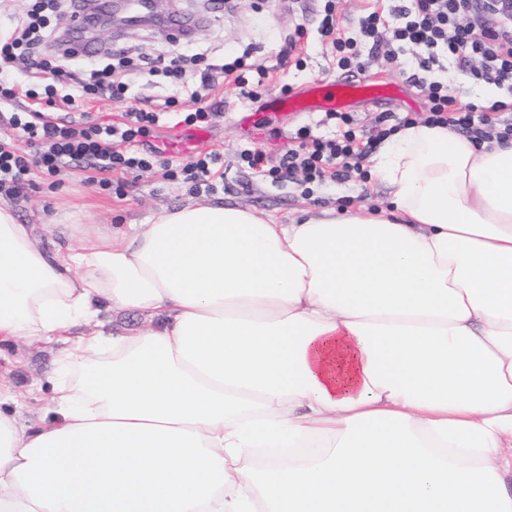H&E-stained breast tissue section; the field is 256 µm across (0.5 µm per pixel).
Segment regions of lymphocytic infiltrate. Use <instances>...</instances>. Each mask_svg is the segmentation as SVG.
Here are the masks:
<instances>
[{
    "label": "lymphocytic infiltrate",
    "instance_id": "f902f5d3",
    "mask_svg": "<svg viewBox=\"0 0 512 512\" xmlns=\"http://www.w3.org/2000/svg\"><path fill=\"white\" fill-rule=\"evenodd\" d=\"M46 0H36L27 16L18 18L11 35L0 41V113L7 115L24 148L0 143V192L19 196L32 187L34 174L57 176L74 166L89 172L91 182L101 189L122 193L127 175L150 171L163 180L190 185L192 190L217 191L224 182V161L219 152H197L173 161L158 142V130L171 118L169 110L181 106L176 118L185 126L211 125L220 119V103H204L197 91H183L169 98L168 111L157 112L133 104L128 94L124 63L92 70L86 82L69 83L47 61V54L74 57L76 50L65 34L48 31L42 9ZM480 12L494 18V27L467 21ZM319 33L326 46L340 53L339 64L360 71L364 62L359 42L369 43L371 51H383L387 63H395L400 52L415 48L422 71H430L439 54L464 62L467 75L476 81L512 91V0H411L410 5H385L362 15L357 37L344 36L336 17L334 0H327ZM37 57V66L49 73L44 87L48 105L63 103L75 109L94 96L118 104L119 120H91L87 117L54 121L40 105L16 111L19 86L11 75L16 60ZM428 99L426 112L404 117L399 125L381 128L378 139L397 133L399 127L421 123L429 127H448L470 141L482 143L512 140V101L494 102L490 110L458 101L447 84L421 81ZM299 148L271 152L259 148L240 154L248 168L279 183L302 177L312 183L343 180L360 171L368 153L352 128L340 129L337 137L321 140L308 128H301Z\"/></svg>",
    "mask_w": 512,
    "mask_h": 512
}]
</instances>
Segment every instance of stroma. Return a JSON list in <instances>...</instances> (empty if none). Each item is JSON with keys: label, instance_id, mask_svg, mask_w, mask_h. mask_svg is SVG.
Masks as SVG:
<instances>
[{"label": "stroma", "instance_id": "1", "mask_svg": "<svg viewBox=\"0 0 512 512\" xmlns=\"http://www.w3.org/2000/svg\"><path fill=\"white\" fill-rule=\"evenodd\" d=\"M323 8L324 0H214L189 37H181L174 30L139 28L116 41L102 39V47L116 43L123 48L134 93L156 103L177 95L178 90L165 78L140 71L145 56L199 53L203 59L196 62L195 68L201 72L207 64L229 62L247 51L252 63L270 68L282 60L286 68L274 75L261 98L255 100L241 96L234 85H224V116L207 128L206 137L199 145L203 152L214 149L223 152V189L197 193L146 172L129 179L126 193L120 198L112 191L85 183L82 173L66 170L53 180L35 178L34 188L25 197L12 200L20 223L36 226L38 244L51 251L77 244L85 232L93 229L103 230L111 224L150 223L162 209L190 201L248 208L276 224L315 217L325 209L389 206L391 188L373 177L364 180L354 174L345 181L306 184L294 178L274 183L238 162L241 149L251 145L269 148L287 145L304 126L317 137L332 135L333 124L321 114L284 116L257 124L248 131L239 124L241 113L267 111L268 101L280 95L282 86L296 90L318 79L347 78V71L338 66L336 57L320 43L318 27ZM299 27L304 30L307 44L306 53L300 58L287 52L288 42ZM419 74L417 63L409 54L401 56L395 65L368 59L365 78L392 82L399 91L387 100L356 103L350 116L358 132L367 137L374 135L380 115L386 112L402 118L424 111L427 97L416 82ZM429 77L447 82L455 96L480 106L491 105L506 96L505 90L472 81L455 61L445 56ZM49 223L55 226L50 233L45 230ZM54 356V345L42 341L20 338L0 343V376L10 382L13 394L19 399L20 418L24 423H36L41 414L47 393L39 382L50 374Z\"/></svg>", "mask_w": 512, "mask_h": 512}]
</instances>
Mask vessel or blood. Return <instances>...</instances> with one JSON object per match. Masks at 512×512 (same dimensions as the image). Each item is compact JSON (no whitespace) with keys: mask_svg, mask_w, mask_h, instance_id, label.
I'll return each mask as SVG.
<instances>
[{"mask_svg":"<svg viewBox=\"0 0 512 512\" xmlns=\"http://www.w3.org/2000/svg\"><path fill=\"white\" fill-rule=\"evenodd\" d=\"M389 87L373 80H318L306 89L277 97V106L298 112H342L361 99L388 98Z\"/></svg>","mask_w":512,"mask_h":512,"instance_id":"obj_1","label":"vessel or blood"}]
</instances>
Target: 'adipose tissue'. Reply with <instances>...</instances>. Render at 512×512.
<instances>
[{
	"label": "adipose tissue",
	"mask_w": 512,
	"mask_h": 512,
	"mask_svg": "<svg viewBox=\"0 0 512 512\" xmlns=\"http://www.w3.org/2000/svg\"><path fill=\"white\" fill-rule=\"evenodd\" d=\"M392 209L200 202L46 252L0 201V512H512V141L412 125ZM137 313L110 331L104 313ZM55 346L24 338L0 343V373L21 403L20 418L25 424L36 423L41 414L47 390L46 385L41 389L36 381L45 382L52 371Z\"/></svg>",
	"instance_id": "1"
}]
</instances>
